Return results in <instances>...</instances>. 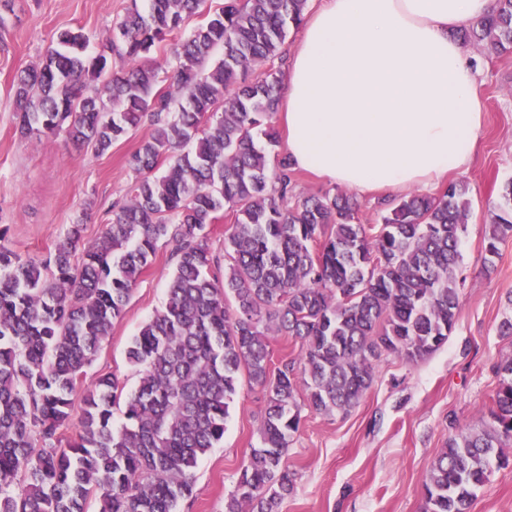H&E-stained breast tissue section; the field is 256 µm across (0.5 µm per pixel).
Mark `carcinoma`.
I'll return each instance as SVG.
<instances>
[{"instance_id": "1", "label": "carcinoma", "mask_w": 512, "mask_h": 512, "mask_svg": "<svg viewBox=\"0 0 512 512\" xmlns=\"http://www.w3.org/2000/svg\"><path fill=\"white\" fill-rule=\"evenodd\" d=\"M205 2L134 5L96 54L82 31L63 30L14 79L23 137L63 132L103 154L146 117L154 130L129 156V200L81 261L79 224L44 262L0 235V512H87L90 500L96 512H176L198 461L224 438L243 374L264 392L263 422L224 512H278L295 486L285 452L302 406L350 411L372 386L374 362L421 360L454 327L463 188L394 199L370 226L344 193L288 204L291 164L272 154L280 78L247 72L282 58L308 0H224L185 33ZM458 37L511 50L512 0H496ZM161 47L177 60L166 87L148 63ZM225 212L221 258L208 227ZM511 235L512 180L487 224L484 262ZM161 242L175 269L163 308L126 351L137 387L111 372L84 384ZM272 336L301 341L300 367L270 369ZM496 374L489 423L448 436L434 459L425 512H471L493 466L509 463L512 356ZM77 398L75 436L58 447Z\"/></svg>"}]
</instances>
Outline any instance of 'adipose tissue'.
I'll use <instances>...</instances> for the list:
<instances>
[{
    "instance_id": "adipose-tissue-1",
    "label": "adipose tissue",
    "mask_w": 512,
    "mask_h": 512,
    "mask_svg": "<svg viewBox=\"0 0 512 512\" xmlns=\"http://www.w3.org/2000/svg\"><path fill=\"white\" fill-rule=\"evenodd\" d=\"M495 0H323L282 92L287 156L360 194L430 186L466 167L477 72L456 30Z\"/></svg>"
}]
</instances>
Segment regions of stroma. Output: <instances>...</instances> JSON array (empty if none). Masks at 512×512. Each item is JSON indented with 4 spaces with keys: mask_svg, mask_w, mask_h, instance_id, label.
Wrapping results in <instances>:
<instances>
[{
    "mask_svg": "<svg viewBox=\"0 0 512 512\" xmlns=\"http://www.w3.org/2000/svg\"><path fill=\"white\" fill-rule=\"evenodd\" d=\"M132 0H9L0 5V230L8 244L39 260L53 253L70 225L94 242L128 199L134 176L127 158L153 127L145 122L97 154L65 134L30 139L16 130L12 81L39 63L54 34L80 28L92 44L112 34ZM477 71L482 127L469 169L453 174L465 183L471 211L463 234L466 278L447 342L423 360L389 356L375 365L374 381L349 413L303 409L286 460L296 474L294 491L279 512H422L424 483L452 429L480 427L495 395L498 364L512 355V336L499 332L512 316V237L500 245L494 268L482 262L485 224L502 188L512 180V52L490 44L467 47ZM174 262L159 246L140 275L121 318L103 341L86 382L100 371L127 386L138 375L126 359L140 326L161 309ZM263 393L241 381L229 404L224 440L203 456L190 496L177 512H224L242 464L258 442ZM472 512H512V464L494 469Z\"/></svg>",
    "mask_w": 512,
    "mask_h": 512,
    "instance_id": "35a3bbf8",
    "label": "stroma"
}]
</instances>
